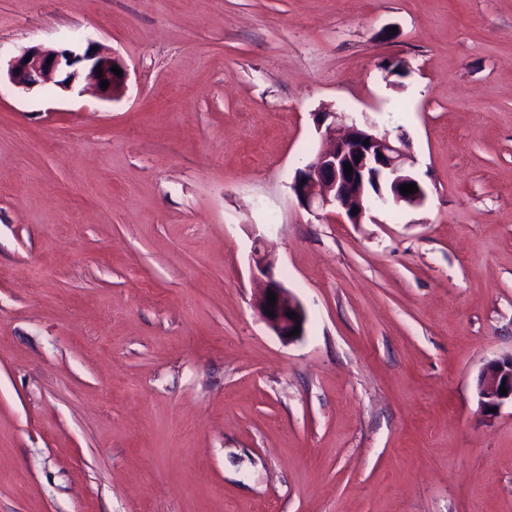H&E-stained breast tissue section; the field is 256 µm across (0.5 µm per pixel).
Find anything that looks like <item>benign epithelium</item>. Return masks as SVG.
Listing matches in <instances>:
<instances>
[{"mask_svg": "<svg viewBox=\"0 0 512 512\" xmlns=\"http://www.w3.org/2000/svg\"><path fill=\"white\" fill-rule=\"evenodd\" d=\"M30 60H25V57ZM124 68L116 57L92 49L73 39L58 50L31 47L12 58L8 64L11 83L30 90L52 84L70 90L79 80L94 87L98 96L112 99L124 89L126 76H117L112 66ZM101 71H96V68ZM109 87L101 89V81ZM408 139L400 132L391 138L385 134L369 133L356 124L339 129L326 127L322 149L302 169L296 171L292 191L300 205L311 213L334 211L349 224L362 223L366 213L373 209L393 206L417 208L423 205L426 191L415 175L405 168L408 158ZM350 164L353 174H345V164ZM413 183L416 192L405 196L404 184ZM357 213H352V209ZM255 264L267 278V284L256 299L258 312L267 327L282 341L294 342L305 335L307 315L299 299L274 278L273 265L266 256L255 255ZM277 296L272 307L275 316L267 315L268 292ZM294 312L298 318L287 316ZM299 328V334L290 331ZM506 387L507 393L500 392ZM478 394L483 412L490 416L492 408L512 402V357L489 360L478 380Z\"/></svg>", "mask_w": 512, "mask_h": 512, "instance_id": "1", "label": "benign epithelium"}]
</instances>
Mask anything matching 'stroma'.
<instances>
[{
	"label": "stroma",
	"mask_w": 512,
	"mask_h": 512,
	"mask_svg": "<svg viewBox=\"0 0 512 512\" xmlns=\"http://www.w3.org/2000/svg\"><path fill=\"white\" fill-rule=\"evenodd\" d=\"M73 36L119 98L0 80V512H512L477 395L512 355V0H0L2 62ZM320 112L404 132L424 204L303 209ZM254 261L259 271L268 278L265 288L261 290L255 302L261 318L267 327L285 343L298 340L304 336L306 330L307 315L304 306L296 296L274 278L273 265L265 255L256 254ZM268 291H272L277 296L274 307H270L268 304ZM265 308L275 311V317L268 316ZM289 311H294L298 315V319L287 316ZM295 327H299V334L288 336V333Z\"/></svg>",
	"instance_id": "obj_1"
}]
</instances>
